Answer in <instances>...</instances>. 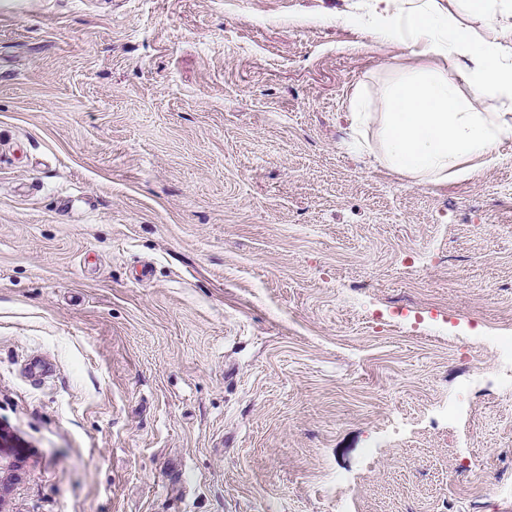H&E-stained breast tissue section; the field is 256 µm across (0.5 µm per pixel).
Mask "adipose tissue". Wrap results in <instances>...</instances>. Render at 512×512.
Instances as JSON below:
<instances>
[{
  "instance_id": "obj_1",
  "label": "adipose tissue",
  "mask_w": 512,
  "mask_h": 512,
  "mask_svg": "<svg viewBox=\"0 0 512 512\" xmlns=\"http://www.w3.org/2000/svg\"><path fill=\"white\" fill-rule=\"evenodd\" d=\"M359 23L376 40L441 58L468 87L460 92L440 69L382 87L381 164L422 184L466 179L473 160L512 137V0H371Z\"/></svg>"
}]
</instances>
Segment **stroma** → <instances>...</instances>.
<instances>
[{
	"label": "stroma",
	"mask_w": 512,
	"mask_h": 512,
	"mask_svg": "<svg viewBox=\"0 0 512 512\" xmlns=\"http://www.w3.org/2000/svg\"><path fill=\"white\" fill-rule=\"evenodd\" d=\"M366 9L0 0V512H512V139L379 164Z\"/></svg>",
	"instance_id": "35a3bbf8"
}]
</instances>
